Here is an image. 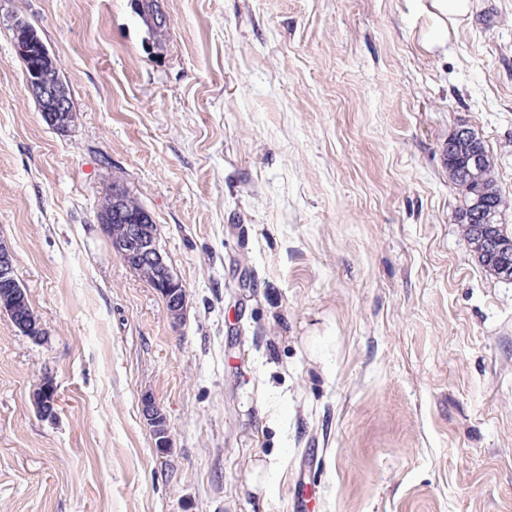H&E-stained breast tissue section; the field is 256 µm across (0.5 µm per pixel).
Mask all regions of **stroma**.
<instances>
[{"label":"stroma","mask_w":512,"mask_h":512,"mask_svg":"<svg viewBox=\"0 0 512 512\" xmlns=\"http://www.w3.org/2000/svg\"><path fill=\"white\" fill-rule=\"evenodd\" d=\"M472 3L429 49L405 0H159L160 39L131 0H0V238L43 329L0 312V512H512V280L439 160L474 129L512 199V0ZM116 183L180 325L101 229ZM15 54L18 59L32 58L36 55L34 50L38 51L40 56H46L48 49L45 44L35 34L23 32L18 36L14 43ZM25 80L29 93L37 102L48 106L42 111L44 120L58 130L67 128L71 119V101L61 82L48 73H41L36 67L25 72ZM57 385L52 378H45L33 390L32 400L43 416L54 417L56 414ZM141 411L144 420L152 429L155 447L158 451H165L169 446L166 423L161 410L151 395L142 396Z\"/></svg>","instance_id":"obj_1"}]
</instances>
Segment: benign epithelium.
I'll return each mask as SVG.
<instances>
[{"label": "benign epithelium", "instance_id": "1", "mask_svg": "<svg viewBox=\"0 0 512 512\" xmlns=\"http://www.w3.org/2000/svg\"><path fill=\"white\" fill-rule=\"evenodd\" d=\"M17 58H31L37 54L45 56L48 49L35 35L23 32L14 43ZM29 93L39 103L47 105L42 111L44 120L58 130L67 128L71 116V101L61 82L50 74L33 67L25 72ZM473 131L466 125L457 127L448 137V161L457 162L462 173L471 182H478L483 165V154L472 142ZM125 189L116 184L112 186V216L123 221L120 235L112 238L113 252L122 258L127 267L134 271L142 266H150L155 271L152 282L161 296L167 298L173 308L176 319L183 318L186 307V290L183 282L174 274L167 256L158 245L153 232V220L146 211L139 215H130L125 211L123 200ZM473 208L479 215H485L484 223L474 227L475 247L488 258L498 261L502 279L512 278V237L505 233V226L495 223L494 215L487 210L481 194H476ZM18 286L14 254L10 245L0 240V308H11L15 303ZM57 385L51 378H45L33 390L32 400L39 412L48 417L56 414ZM141 411L144 420L151 427L155 447L169 446L165 419L154 398L144 395L141 398Z\"/></svg>", "mask_w": 512, "mask_h": 512}]
</instances>
